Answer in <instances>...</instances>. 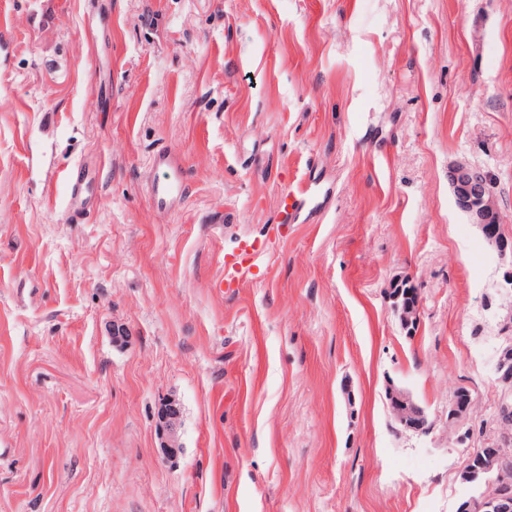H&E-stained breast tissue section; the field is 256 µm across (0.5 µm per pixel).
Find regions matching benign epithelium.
I'll list each match as a JSON object with an SVG mask.
<instances>
[{"instance_id": "obj_1", "label": "benign epithelium", "mask_w": 512, "mask_h": 512, "mask_svg": "<svg viewBox=\"0 0 512 512\" xmlns=\"http://www.w3.org/2000/svg\"><path fill=\"white\" fill-rule=\"evenodd\" d=\"M448 181L457 207L465 213L471 223L479 225L488 243L503 257L512 256V239L502 232V216L498 197L491 175L466 161H456L448 169ZM396 307L403 321L409 325L419 319L420 299L415 290L394 296ZM498 382L504 395L498 410L499 430L496 437L483 448L465 450V459L460 470L462 481H475L480 473L497 470V479L479 483V496L462 500L456 512H512V481L506 469L512 465V342L502 346L496 365ZM471 405V393L457 389L448 404V428L455 434V442L466 439L463 429ZM389 408L394 421L403 430L426 433L424 411L415 405L408 395L396 388L389 391ZM181 410L178 403L168 401L157 413V431L162 448L172 456L180 450L178 427Z\"/></svg>"}]
</instances>
